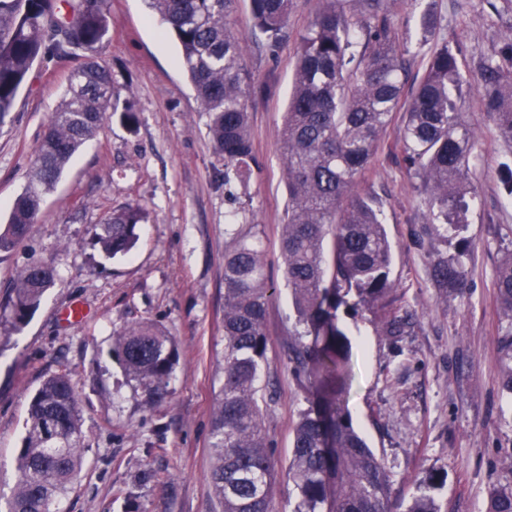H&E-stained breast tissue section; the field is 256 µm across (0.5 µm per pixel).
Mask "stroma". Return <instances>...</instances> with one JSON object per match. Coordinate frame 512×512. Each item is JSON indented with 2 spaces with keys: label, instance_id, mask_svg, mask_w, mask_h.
Here are the masks:
<instances>
[{
  "label": "stroma",
  "instance_id": "35a3bbf8",
  "mask_svg": "<svg viewBox=\"0 0 512 512\" xmlns=\"http://www.w3.org/2000/svg\"><path fill=\"white\" fill-rule=\"evenodd\" d=\"M112 30L102 57L137 123L109 119L67 166L43 202L38 224L8 253L0 252V299L18 270L40 260L55 284L21 330L0 324V494L15 482L14 458L27 409L41 383L68 369L81 410L82 469L65 497V512H215L208 480L212 406L224 380V255L234 230L263 245L274 294L265 314L267 362L261 384L263 432L276 477L274 512H291L288 479L293 428L306 406L285 355L295 313L280 252L288 195L280 133L300 36L318 0H293L283 36L267 48L254 33L250 0L230 18L246 44L244 65L255 92L249 101L254 149L247 182L225 181L224 158L208 134L187 77L181 47L165 34L146 0H109ZM442 37L460 42L470 90L461 103L478 141L468 179L477 190L463 236L469 245L462 287L432 278L435 258L457 241L435 234L423 196L413 187L398 145L403 113H395L359 188L384 200L394 246V305L412 316L398 336L381 333L371 314L342 315L352 337L353 380L347 406L355 428L391 474V512H404L418 483L443 477L439 512H486L493 487H512V398L502 390L500 339L512 326L494 288L512 251V203L499 173L512 165V144L498 137L481 107L482 62L512 45V0H436ZM68 62L36 63L13 109L0 121V219L27 185L49 116L67 87ZM141 203L149 212L125 255L106 257L96 242L112 210ZM81 304L86 316L66 322ZM150 321L172 336L178 364L167 398L147 402L112 351L126 327ZM155 483L136 487L142 469Z\"/></svg>",
  "mask_w": 512,
  "mask_h": 512
}]
</instances>
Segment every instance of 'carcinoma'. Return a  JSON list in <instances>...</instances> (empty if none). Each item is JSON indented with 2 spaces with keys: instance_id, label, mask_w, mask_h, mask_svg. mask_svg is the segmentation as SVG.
<instances>
[{
  "instance_id": "carcinoma-1",
  "label": "carcinoma",
  "mask_w": 512,
  "mask_h": 512,
  "mask_svg": "<svg viewBox=\"0 0 512 512\" xmlns=\"http://www.w3.org/2000/svg\"><path fill=\"white\" fill-rule=\"evenodd\" d=\"M236 0H148L178 39L209 135L224 155V181L250 175L253 145L249 105L253 84L243 65V46L229 27ZM301 35L291 94L281 130L287 220L280 241L285 278L296 312L288 361L307 407L294 429L288 464L296 496L292 512H389L391 476L355 430L346 405L351 343L339 311L369 312L389 333L410 315L392 308V244L382 202L355 186L400 108L410 101L399 146L415 188L425 196L427 220L443 236H458L474 188L468 169L476 137L461 112L468 80L462 48L439 36L434 0L420 14L421 39L412 45L395 26L405 0H320ZM291 0H250L253 25L276 45ZM112 30L108 0H0V116L14 100L36 61L83 64L69 75L63 98L40 142L29 183L0 232V252L21 243L37 223L43 196L73 155L102 128L108 113L136 125L132 102L120 100L112 70L100 57ZM432 44L422 77L409 87L407 65ZM482 105L498 136L512 143V47L503 61L481 69ZM147 209L129 204L96 233L101 250L125 254L137 240ZM468 245L432 267L441 288L465 279ZM55 267L32 261L0 303V322L19 330L55 283ZM497 298L512 323V252L501 262ZM271 289L263 252L252 236L236 235L224 254V384L215 397L209 447V482L222 512H272L268 485L275 463L267 448L258 402L267 359L264 319ZM130 380L148 401L161 402L174 374L178 351L159 326L143 321L114 339ZM503 389L512 395V328L501 340ZM80 410L70 374L49 376L32 397L23 444L15 458L16 481L6 512H64L61 507L82 463ZM436 477L416 487L406 512H438ZM487 512H512V488L490 493Z\"/></svg>"
}]
</instances>
